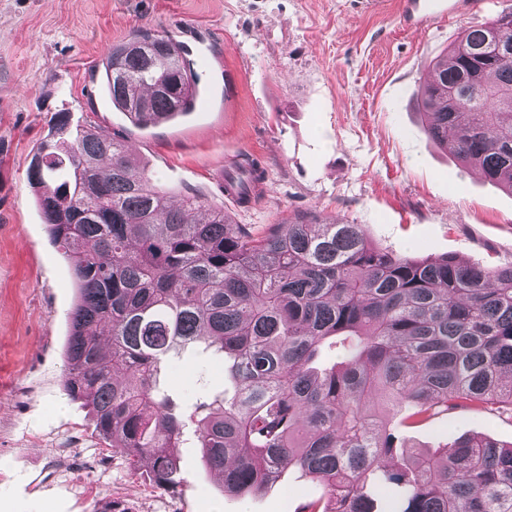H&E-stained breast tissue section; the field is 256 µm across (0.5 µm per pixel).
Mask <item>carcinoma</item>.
Listing matches in <instances>:
<instances>
[{
	"instance_id": "cac0c4a2",
	"label": "carcinoma",
	"mask_w": 512,
	"mask_h": 512,
	"mask_svg": "<svg viewBox=\"0 0 512 512\" xmlns=\"http://www.w3.org/2000/svg\"><path fill=\"white\" fill-rule=\"evenodd\" d=\"M502 26L512 28V6L433 61L417 106L429 138L512 193ZM188 71L182 44L142 31L109 49L99 88L134 126H156L194 111ZM262 180L250 157L224 171L240 204ZM28 181L79 289L65 389L159 489L182 483L174 449L190 428L226 492L258 493L292 465L326 488L303 512H377L365 486L403 447L397 415L406 427L456 409L512 416V262L399 255L359 224L304 215L255 235L196 196L173 202L123 139L73 129L66 112ZM326 343L336 361L318 370ZM200 346L224 360L234 394L177 415L166 367ZM385 480L405 489L393 512H512V444L460 437L401 456Z\"/></svg>"
}]
</instances>
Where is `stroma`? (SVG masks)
Returning a JSON list of instances; mask_svg holds the SVG:
<instances>
[{
	"instance_id": "35a3bbf8",
	"label": "stroma",
	"mask_w": 512,
	"mask_h": 512,
	"mask_svg": "<svg viewBox=\"0 0 512 512\" xmlns=\"http://www.w3.org/2000/svg\"><path fill=\"white\" fill-rule=\"evenodd\" d=\"M412 30L389 0H0V512H300L325 493L293 467L249 497L224 492L196 440L177 448L182 484L155 488L103 440L64 390L70 264L53 244L27 172L50 120L123 137L172 200L201 197L261 233L297 215L361 225L374 245L484 268L512 261V194L428 138L416 94L431 61L512 0ZM190 48L204 109L138 128L94 74L135 31ZM256 159L252 202L224 195V170ZM167 383L177 407L229 389L221 365L185 353ZM512 443V419L455 410L401 430L433 452L469 435Z\"/></svg>"
}]
</instances>
